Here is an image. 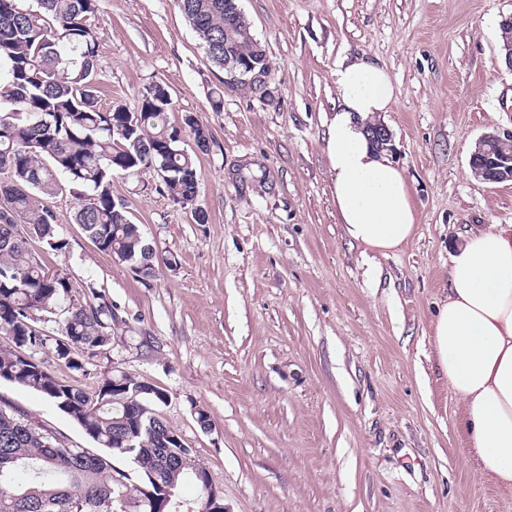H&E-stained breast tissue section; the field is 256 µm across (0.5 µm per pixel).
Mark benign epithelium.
Instances as JSON below:
<instances>
[{
  "instance_id": "7a95c632",
  "label": "benign epithelium",
  "mask_w": 512,
  "mask_h": 512,
  "mask_svg": "<svg viewBox=\"0 0 512 512\" xmlns=\"http://www.w3.org/2000/svg\"><path fill=\"white\" fill-rule=\"evenodd\" d=\"M240 23L241 10L235 0H224V86H251L264 95L268 91L269 77L262 75L259 64L265 49L255 40L249 52L240 49L235 37ZM500 25L505 40V62L512 69V13L501 16ZM368 130L371 141L380 148L390 147L392 135L385 125L371 123ZM510 139L512 130H503L486 133L475 142L469 166L476 177L493 184L512 182V154H495L489 150L492 142Z\"/></svg>"
}]
</instances>
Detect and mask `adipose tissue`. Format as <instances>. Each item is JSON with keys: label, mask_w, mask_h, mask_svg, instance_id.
Here are the masks:
<instances>
[{"label": "adipose tissue", "mask_w": 512, "mask_h": 512, "mask_svg": "<svg viewBox=\"0 0 512 512\" xmlns=\"http://www.w3.org/2000/svg\"><path fill=\"white\" fill-rule=\"evenodd\" d=\"M336 113L326 151L347 236L385 255L414 233L417 214L403 172L369 140L368 120L389 111V72L358 58L337 64ZM448 296L433 325L438 367L479 473L512 489V224H492L456 246Z\"/></svg>", "instance_id": "obj_1"}]
</instances>
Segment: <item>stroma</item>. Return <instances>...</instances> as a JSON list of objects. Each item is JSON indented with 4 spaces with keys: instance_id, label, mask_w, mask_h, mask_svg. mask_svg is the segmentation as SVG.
<instances>
[{
    "instance_id": "1",
    "label": "stroma",
    "mask_w": 512,
    "mask_h": 512,
    "mask_svg": "<svg viewBox=\"0 0 512 512\" xmlns=\"http://www.w3.org/2000/svg\"><path fill=\"white\" fill-rule=\"evenodd\" d=\"M272 63L266 97L224 79L175 0H99L101 104L136 111L167 85L171 122L193 114L213 143L198 154L197 206L159 190L152 171L117 175L112 196L162 263L145 279L101 252L66 192L48 204L64 247H30L112 307L110 345L86 371L54 358L86 390L122 371L165 391L159 412L193 448L225 512H512V490L483 478L435 358L432 325L448 295L450 253L473 230L512 224V182L469 167L476 140L512 128V70L499 21L512 0H239ZM384 67L396 101L388 158L418 214L407 244L382 256L344 233L326 154L337 61ZM0 403L93 442L27 388ZM206 413L209 428L197 418Z\"/></svg>"
}]
</instances>
